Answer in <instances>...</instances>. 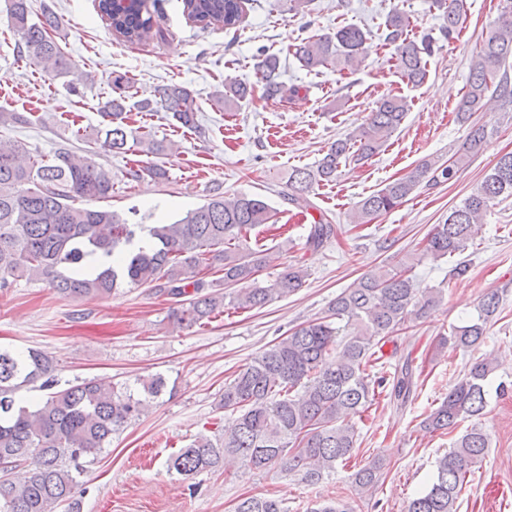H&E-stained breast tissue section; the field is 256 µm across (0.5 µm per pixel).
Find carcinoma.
Segmentation results:
<instances>
[{"instance_id": "carcinoma-1", "label": "carcinoma", "mask_w": 512, "mask_h": 512, "mask_svg": "<svg viewBox=\"0 0 512 512\" xmlns=\"http://www.w3.org/2000/svg\"><path fill=\"white\" fill-rule=\"evenodd\" d=\"M443 10L441 34L451 40L460 30L463 0H435ZM101 18L112 33L129 43L151 36L153 18L146 0H95ZM245 0H183L188 19L205 26L222 23L236 27ZM500 13L473 56L458 120L466 125L462 149L446 160L423 159L406 176L392 180L359 201L352 219L369 224L405 202L423 179L437 185L451 181L465 160L488 140L485 126L473 119L492 94L512 103V0H499ZM7 24L19 37L20 53L53 77L73 68L69 54L55 34L61 20L45 10L32 18L30 0H6ZM385 39L394 46L397 70L413 87L428 76L430 40L408 37L409 16L390 13ZM365 41L364 32L346 25L334 34L303 41L294 55L309 71L350 68ZM258 82L268 98L300 88L279 81L280 61L261 54L255 63ZM115 96L100 110L102 122L93 133H76L88 143L120 153L127 146L129 79L112 81ZM255 85L229 79L213 100L232 111L253 98ZM162 107L185 128L203 134L197 121L199 105L193 92L178 83L157 89L155 99L137 102L141 112ZM410 105L397 95L381 97L368 122L344 139L331 143L311 167L288 173V200L297 201L313 187L336 179L339 168L367 160L381 151L404 123ZM31 123L25 112L0 110V125ZM112 197V174L90 156L59 150L51 157L36 156L27 146L0 137V290L19 280L45 282L61 297L85 300L117 294L124 288H155L176 298L169 318L181 329L205 327L235 309H261L303 287L305 268L288 264L271 280H259L266 258L247 245V233L272 220L262 199L240 194L226 197L211 192L205 202L170 224H131L116 211L92 203ZM512 198V153L502 155L441 224L426 237L422 256L435 260L459 254L479 233L485 213L497 202ZM335 234L328 219L310 225L306 244L319 248ZM148 239L147 248L136 240ZM415 259L405 257L394 273L370 272L341 291L327 315L303 323L288 336L263 349L224 385L219 408L236 414L222 433L195 435L192 442L167 460V469L186 479L224 470L236 461L244 470L277 466L306 485H315L346 466L356 449L351 418L365 411L383 384L372 372L378 350L407 324L425 319L441 303L442 292L419 286L412 270ZM218 268L222 277L206 282L204 270ZM500 297L486 293L477 316L452 328L442 344L469 351L477 348L486 327L499 310ZM57 362L43 352L26 355L0 349V512H82L79 497L86 459L95 458L112 444V435L140 419L151 402L167 388L155 374L140 379L142 393L134 395L94 379L59 387ZM495 371L484 358L472 360L463 379L430 411L423 426L431 431L455 430L480 415L487 406L488 384ZM41 381L47 394L24 404L22 389ZM413 390L409 362L395 369L390 400L402 406ZM490 447L489 434L473 426L455 440L453 448L436 461L430 487L408 501L405 512H457L456 500L470 468ZM28 465L32 475L23 484L9 478L11 470ZM384 460L377 457L348 476L353 492L363 497L379 483ZM234 512H286L281 500L267 495L239 499Z\"/></svg>"}]
</instances>
